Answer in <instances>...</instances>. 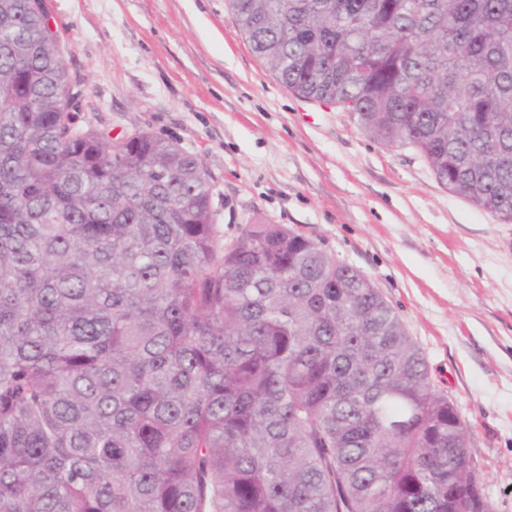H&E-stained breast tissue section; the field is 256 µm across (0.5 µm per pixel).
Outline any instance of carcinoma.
<instances>
[{"label":"carcinoma","instance_id":"cac0c4a2","mask_svg":"<svg viewBox=\"0 0 512 512\" xmlns=\"http://www.w3.org/2000/svg\"><path fill=\"white\" fill-rule=\"evenodd\" d=\"M294 95L512 222V0H227ZM44 0H0V512H493L374 283L207 173L74 126Z\"/></svg>","mask_w":512,"mask_h":512}]
</instances>
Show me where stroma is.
<instances>
[{"label":"stroma","mask_w":512,"mask_h":512,"mask_svg":"<svg viewBox=\"0 0 512 512\" xmlns=\"http://www.w3.org/2000/svg\"><path fill=\"white\" fill-rule=\"evenodd\" d=\"M81 81L75 124L144 129L207 172L219 242L283 224L357 267L421 348L474 437L494 512H512V223L442 187L254 56L226 0H45Z\"/></svg>","instance_id":"35a3bbf8"}]
</instances>
